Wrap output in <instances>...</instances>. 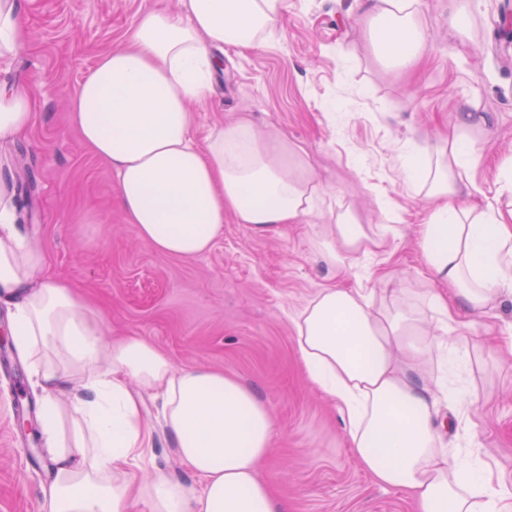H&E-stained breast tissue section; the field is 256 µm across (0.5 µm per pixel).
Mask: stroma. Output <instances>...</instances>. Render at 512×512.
Listing matches in <instances>:
<instances>
[{
    "label": "stroma",
    "mask_w": 512,
    "mask_h": 512,
    "mask_svg": "<svg viewBox=\"0 0 512 512\" xmlns=\"http://www.w3.org/2000/svg\"><path fill=\"white\" fill-rule=\"evenodd\" d=\"M27 48L0 58V81L27 86L29 130L0 142L13 174L18 222L46 252L47 271L104 313V337L140 336L177 368L209 367L253 385L277 436L260 476L288 512H411L405 492L374 485L351 456L347 421L310 382L295 345L292 315L329 286L371 292L377 306L415 303L426 327L438 292L417 244L435 208L422 184L404 179L405 152L447 136L461 112L485 116L466 136L478 147L459 204L507 207L512 190V39L503 33L512 0H420L429 50L397 72L377 62L351 0H288L278 40L244 54H219L209 98L193 105L194 135L248 115L279 128L307 155L318 210L298 224L255 232L225 218L211 250L165 256L142 241L122 211L116 180L70 122L68 98L99 56L121 46L147 11L175 0H18ZM460 8L462 31L448 15ZM350 211L377 228L393 223L382 247L358 257L357 278L327 263L314 239ZM0 307V512H41L49 462L41 451L42 393L31 361L3 330ZM429 375L462 391L464 406L440 404L448 451H480L512 475V361L474 350L431 364ZM150 443L137 474L195 483L143 393Z\"/></svg>",
    "instance_id": "35a3bbf8"
}]
</instances>
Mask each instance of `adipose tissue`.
<instances>
[{
    "label": "adipose tissue",
    "mask_w": 512,
    "mask_h": 512,
    "mask_svg": "<svg viewBox=\"0 0 512 512\" xmlns=\"http://www.w3.org/2000/svg\"><path fill=\"white\" fill-rule=\"evenodd\" d=\"M179 10L144 13L127 47L103 55L74 91L70 117L82 140L115 174L128 223L156 252H208L225 216L265 232L314 211L317 188L307 157L276 127L242 117L194 136L191 102L209 97L213 53L250 51L276 38L288 0H178ZM375 58L415 66L427 47L419 0H354ZM17 0H0V57L23 48ZM33 98L0 87V141L31 125ZM458 116L453 137L403 159L407 181L423 178L437 201L418 244L430 275L448 291L428 299L437 321L426 329L413 306L374 307L359 288L321 289L292 318L309 379L343 411L354 459L372 481L408 491L415 512H512V479L480 454L448 455L437 406L447 389L421 368L467 346L450 327H470L498 294L512 290V209L457 206L465 159L473 154ZM13 176L0 167V305L12 311L18 349L37 359L43 451L52 479L44 512H288L260 478L277 433L253 389L207 367L175 370L146 340L102 341L103 315L63 281L43 276L46 254L16 224ZM362 224L338 216L317 247L353 271L357 254L377 248ZM160 398L164 425L198 478L185 485L143 481L128 465L149 439L141 390ZM80 422L65 427L64 417Z\"/></svg>",
    "instance_id": "1"
}]
</instances>
